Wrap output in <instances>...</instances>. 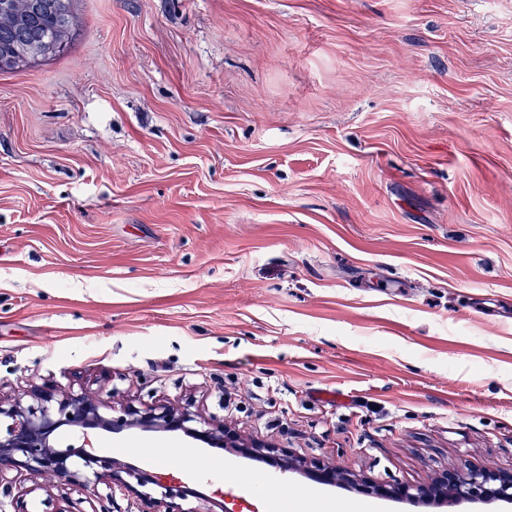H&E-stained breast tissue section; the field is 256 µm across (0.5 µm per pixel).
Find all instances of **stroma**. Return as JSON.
I'll list each match as a JSON object with an SVG mask.
<instances>
[{"label":"stroma","instance_id":"35a3bbf8","mask_svg":"<svg viewBox=\"0 0 512 512\" xmlns=\"http://www.w3.org/2000/svg\"><path fill=\"white\" fill-rule=\"evenodd\" d=\"M0 73V396L217 416L354 478L512 470V0H74ZM228 512L395 503L108 434ZM218 463L242 484L204 474Z\"/></svg>","mask_w":512,"mask_h":512}]
</instances>
